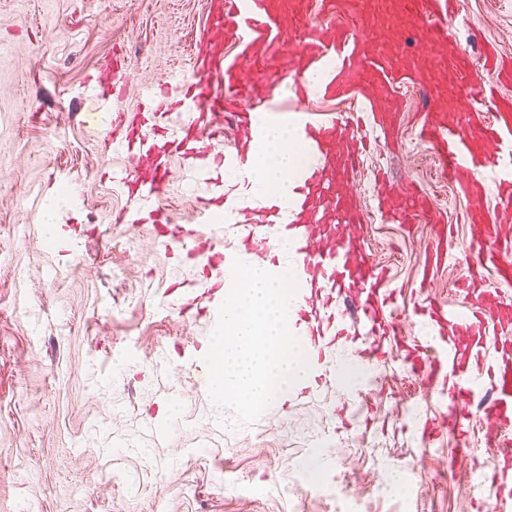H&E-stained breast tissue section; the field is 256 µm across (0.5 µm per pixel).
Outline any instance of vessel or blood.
<instances>
[{
  "label": "vessel or blood",
  "mask_w": 512,
  "mask_h": 512,
  "mask_svg": "<svg viewBox=\"0 0 512 512\" xmlns=\"http://www.w3.org/2000/svg\"><path fill=\"white\" fill-rule=\"evenodd\" d=\"M456 2L316 0L319 14L341 21L336 35L329 36L307 22V0H218L220 24L233 52L219 46L198 58L194 78L179 105H170L167 99L176 76L143 86L139 109L144 116L130 138L114 142L113 148L119 153L135 151L148 157L156 154L164 141L195 159L213 156L225 168L242 170L261 136L254 111L277 112V89L285 83L295 102L297 130L308 142L312 155L345 175L360 163V131L365 115L353 107L336 112L311 111L306 72H325L322 98L345 101L363 97L377 105L379 118L391 119L403 108L395 90L398 81L419 71H441L445 80L428 88V112L417 138L431 147L437 174L457 182L474 202L468 222L478 265L494 269L499 284L511 287L512 237L501 234L493 225L485 201L488 196H496L502 212L512 211V95L507 92L512 85V58L488 46L484 68L495 80L481 85L465 56H447L445 49L454 35ZM380 12L400 36L388 50L380 48L372 35ZM408 36L429 38L438 46V53L424 60L407 54L403 40ZM276 50L288 54L290 70L271 67ZM246 62L257 73L256 80L248 83L242 71ZM451 85L479 95L487 102V110L458 117L444 113L442 107ZM159 113L167 118L166 128H159L155 121ZM208 113L219 120L232 117L243 130L244 139L235 153L210 154L211 129L203 121ZM474 129L479 132L475 138L470 135ZM326 192L317 174L305 177L297 188L293 219L287 224L277 207H262L268 227L265 243L273 245L284 236L291 239L302 283L321 281L336 287L346 282L360 289L364 299L352 319L364 330V345L375 351L393 327L386 314L390 303L388 275L384 268L374 265H351L355 247L348 237H337L330 249L313 247L309 216L315 198ZM164 194L163 181L150 182L140 191L137 207L126 211V221L137 223L141 212L154 210ZM386 209L400 224L424 212L421 198L414 194L406 196L403 203L387 204ZM415 317L426 347L440 350L432 361L421 365L420 371L429 381L442 384L449 431L464 436L480 413L493 419L501 431L512 430V345L478 346L479 363L473 367L463 361L456 342L445 336L450 327L485 335L487 325L501 327L512 321V312L503 310L490 316L480 306L464 313L436 304L428 310H417ZM469 494L481 502L485 512H512V456L499 454L491 483L475 482Z\"/></svg>",
  "instance_id": "vessel-or-blood-1"
}]
</instances>
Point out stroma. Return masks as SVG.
I'll use <instances>...</instances> for the list:
<instances>
[{
    "instance_id": "stroma-1",
    "label": "stroma",
    "mask_w": 512,
    "mask_h": 512,
    "mask_svg": "<svg viewBox=\"0 0 512 512\" xmlns=\"http://www.w3.org/2000/svg\"><path fill=\"white\" fill-rule=\"evenodd\" d=\"M212 2L0 0V512H476L472 473L448 466L462 442L488 459L495 428L477 419L465 441L449 435L443 398L418 373L428 351L405 317L432 303L492 314L512 305V288L468 264L470 202L436 176L417 139L422 85H400L402 112L366 127L372 149L337 178L363 218L335 232L386 269L399 321L362 397L336 376L337 356H360L353 327L286 403L230 426L210 400L206 363L188 358L207 352L213 330L207 258L239 245L236 227L172 250L152 218L116 223L129 198L113 171L139 177L145 166L110 140L127 133L142 83L192 79L196 41L219 36ZM490 42L512 57V0H460L448 54L477 63ZM116 56L123 94L104 112L107 134L93 139L80 107ZM193 164L167 159L163 205L185 228L201 198L233 190L228 170L195 181ZM378 170L414 186L438 222L382 216ZM412 409L426 434L414 431ZM320 436L328 447H317ZM394 468L404 474L398 492L388 487Z\"/></svg>"
}]
</instances>
